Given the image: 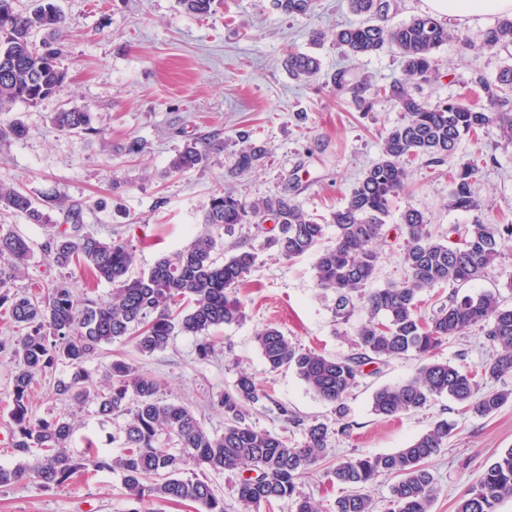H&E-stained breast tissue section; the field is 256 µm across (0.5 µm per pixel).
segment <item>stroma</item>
Listing matches in <instances>:
<instances>
[{
    "label": "stroma",
    "mask_w": 512,
    "mask_h": 512,
    "mask_svg": "<svg viewBox=\"0 0 512 512\" xmlns=\"http://www.w3.org/2000/svg\"><path fill=\"white\" fill-rule=\"evenodd\" d=\"M58 4L68 18L62 37L67 50L62 63L68 76L37 105H15L29 132L21 140L0 141V183L20 186L58 225H67L68 210L80 207L84 231L105 241L121 237L131 242L137 272L188 245L201 231L202 214L220 186L249 200L285 191L309 214L328 221L363 171L379 159L385 132L405 119L403 112L383 101L362 111L350 95H336L332 88L336 69L350 63L332 44L313 45L310 36L359 23L346 0H317L313 11L295 16L277 9L274 0H222L213 14L203 18L179 12L177 0H58ZM449 25L456 37L436 53V78L415 89L416 96L431 104L463 93L478 100L475 77L491 81L501 67L512 65V54L504 51L462 49L459 37L478 41L486 22L453 19ZM292 52L320 58L316 85L288 74L284 61ZM72 107L91 112L93 133L80 138L53 125L55 112ZM133 139L145 143L144 153H124V145ZM196 139L221 143L222 148L205 168L166 174L176 151ZM247 141L264 147L263 164L230 177L236 155ZM457 154L484 159L473 182L481 209L450 210L448 164L425 157L412 160L407 187L393 199L386 219L391 233L380 250L374 287L402 282L406 276L404 239L396 227L407 207L420 210L436 235L447 234L454 225L512 224V143L492 128L479 138L464 139ZM0 230L24 236L33 249L12 291L46 287L59 276V268L49 260V237L41 226L0 211ZM215 235L219 248L242 243L255 249L258 260L238 292L246 317L215 331L212 357L199 359L190 336L174 337L166 350L151 356L121 340L88 361V368H102L115 358L132 362L157 380L163 398L189 407L212 434L224 430V414L215 401L243 370L305 421L335 425L332 406L320 401L292 369L268 371L255 335L261 328L275 326L302 347L343 356L353 352L355 332L366 312H356L348 323L336 322L334 295L316 284L314 255L292 260L277 256L265 246L264 229L246 224L234 235L220 229ZM511 278L512 238L505 240L495 267L464 290L499 291L501 302L511 306L512 291L505 287ZM495 352L476 327L449 338L436 356L472 368ZM419 364L415 356L390 360L368 372L349 395L348 435L336 437L327 458L298 481L301 490L320 503L322 512H332L342 492L331 474L336 461L397 452L436 419H448L456 428L429 462L439 487L432 512H455L458 498L483 468L499 451L512 447V401L488 417L463 413L446 397L396 418L373 414L374 391L411 378ZM13 372L10 357L0 353V464L6 466L16 463L10 452ZM62 374V369H53L35 385L34 416L71 418L76 455L84 454L88 436L98 438L102 452L119 454L121 445L114 437L124 418L105 423L93 404L59 399L53 385ZM129 507L120 474L107 471L52 489L33 479L0 486V512H128Z\"/></svg>",
    "instance_id": "stroma-1"
}]
</instances>
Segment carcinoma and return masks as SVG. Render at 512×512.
Here are the masks:
<instances>
[{
  "instance_id": "1",
  "label": "carcinoma",
  "mask_w": 512,
  "mask_h": 512,
  "mask_svg": "<svg viewBox=\"0 0 512 512\" xmlns=\"http://www.w3.org/2000/svg\"><path fill=\"white\" fill-rule=\"evenodd\" d=\"M216 0H178L183 12L206 16ZM351 10L370 15L369 20L340 29L334 43L350 58L394 50L403 64L404 78L371 86L352 78L343 68L333 75L338 94H351L357 106L369 111L380 101L405 112L403 123L383 137L381 156L367 168L329 223L336 228L335 242L318 248L325 225L284 192L249 201L231 191H215L202 217L204 229L186 247L160 258L149 270L132 273L133 247L123 239L109 242L81 231L80 212L72 210V232L53 236V262L60 268L82 265L90 276L111 285L105 298L79 299L69 278L62 276L41 295L2 291L28 264L29 241L15 233H0V307L9 314L19 336L0 352L16 363L12 378L10 418L11 450L18 459L13 467L0 465V486L28 478L45 487H60L80 470L118 472L129 512H150L152 501L190 502L195 512H224L208 474L226 470L240 473L237 498L245 506L288 501L294 512H321L320 504L302 494L297 479L328 454L332 438L346 433L324 422L304 423L288 405L271 398L249 373L238 375L233 388L218 396L224 412V432H207L194 412L179 403H164L158 383L133 364L112 360L93 376L87 362L103 347L122 339L133 341L143 355L164 350L180 334L196 338V351L206 360L214 354L211 332L244 317L237 289L255 267L256 253L243 245L215 257L218 242L212 229L235 231L240 224L274 221L276 232L266 245L285 259L316 254L318 286L335 295L334 315L341 323L360 309L368 318L357 330L356 352L330 357L300 347L276 327H267L255 340L267 368H291L319 399L334 407L337 420L347 415L346 399L364 375V366L385 363L410 353L422 363L414 376L379 388L371 410L382 417L418 412L441 397L464 405L476 416H489L512 399V391H480V383L512 373V307L500 293L475 296L454 290L448 303L428 318L420 311L421 294L446 284L466 285L486 274L500 256L501 237L512 234V225L465 224L454 227L459 240L435 236L421 211L409 207L400 217L405 239L407 278L384 288H370L379 260V245L386 242L385 219L390 204L405 189L406 165L427 156L436 162L455 159L465 136L489 127L512 143V66L499 70L495 80L475 78L487 99L478 106L462 98L432 105L418 99L414 84L436 74L435 53L451 39L448 27L431 15H420L397 25L387 24L389 0H348ZM288 15H303L315 0H275ZM67 25L57 0H34V7L20 11L15 0H0V113L16 103L33 106L52 96L64 83L62 44L36 46L32 34H56ZM479 47L509 51L512 18L503 17L482 33ZM294 79H318L319 60L303 52L288 54L285 62ZM54 125L77 136L95 131L91 113L78 108L54 113ZM28 128L19 118L0 123V139H22ZM220 149L211 142H191L170 160L167 174H184L205 167L210 154ZM265 150L250 145L238 153L230 175L257 169ZM478 165L456 159L450 174L448 209L471 212L481 209L472 185ZM0 210L25 216L31 223L51 226L48 213L35 206L21 189L0 184ZM480 326L498 347L497 354L476 371H463L434 352L451 336ZM66 367L56 381L55 394L77 404L90 402L103 420L127 415L121 429L122 452L104 454L87 442L86 457L70 452L73 425L64 417L35 419L30 396L39 378L57 365ZM264 401L276 418L303 427V441L293 447L288 439L245 423L243 407ZM452 426L441 419L408 446L392 454L349 458L336 463L332 474L344 494L333 512H374L371 490L378 477L398 478L391 488L390 512H431L438 486L428 462L448 442ZM179 448L170 451L169 444ZM512 498V448L501 451L482 470L476 482L456 503L455 512H497L499 503Z\"/></svg>"
}]
</instances>
